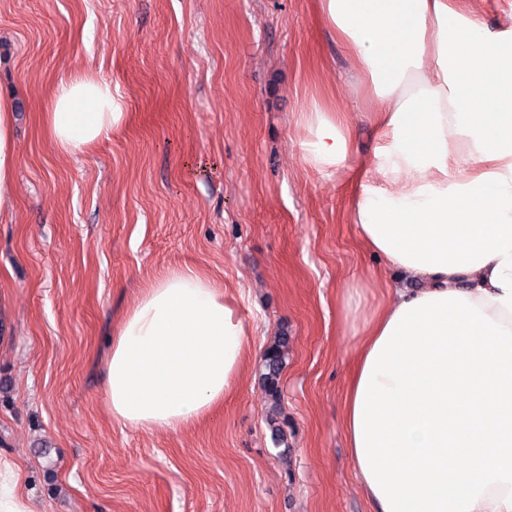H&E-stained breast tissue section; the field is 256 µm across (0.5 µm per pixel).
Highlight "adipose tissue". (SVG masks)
<instances>
[{"mask_svg":"<svg viewBox=\"0 0 512 512\" xmlns=\"http://www.w3.org/2000/svg\"><path fill=\"white\" fill-rule=\"evenodd\" d=\"M462 0H319L333 37L359 64L381 144L351 221L397 284L362 326L343 427L355 448L354 407L366 360L403 304L456 291L512 329V28L489 32ZM481 94L486 109L472 97ZM16 104L0 95V216L16 192ZM127 112L109 81H60L42 114L63 153L119 130ZM306 163L347 168L348 125L328 105L304 114ZM246 328L202 272L176 269L141 289L112 338L105 398L114 420L186 427L232 390L246 361Z\"/></svg>","mask_w":512,"mask_h":512,"instance_id":"ef3b65f1","label":"adipose tissue"}]
</instances>
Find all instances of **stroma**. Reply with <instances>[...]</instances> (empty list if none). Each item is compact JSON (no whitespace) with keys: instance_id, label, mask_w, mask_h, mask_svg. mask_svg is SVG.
Here are the masks:
<instances>
[{"instance_id":"1","label":"stroma","mask_w":512,"mask_h":512,"mask_svg":"<svg viewBox=\"0 0 512 512\" xmlns=\"http://www.w3.org/2000/svg\"><path fill=\"white\" fill-rule=\"evenodd\" d=\"M129 114L58 150L41 117L72 73ZM355 62L316 0H0V93L18 109L0 221V454L34 512H374L342 426L357 332L395 275L350 221L357 171L304 160L313 99L345 113L353 161L379 145ZM200 270L233 299L249 354L205 418L113 420L112 336L139 289ZM291 338L274 444L261 374Z\"/></svg>"}]
</instances>
